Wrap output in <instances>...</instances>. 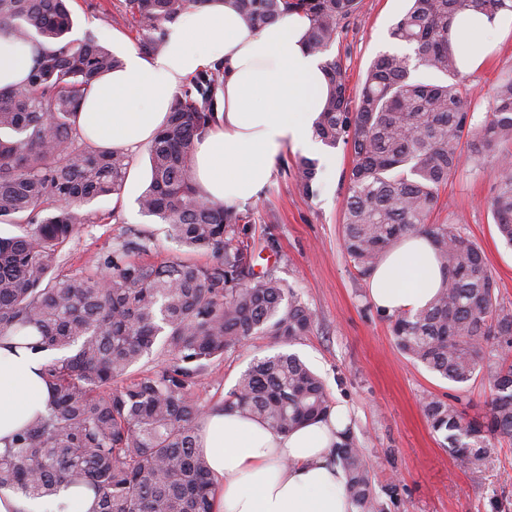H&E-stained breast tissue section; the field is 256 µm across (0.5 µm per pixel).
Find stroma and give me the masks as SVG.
Instances as JSON below:
<instances>
[{"label": "stroma", "instance_id": "35a3bbf8", "mask_svg": "<svg viewBox=\"0 0 512 512\" xmlns=\"http://www.w3.org/2000/svg\"><path fill=\"white\" fill-rule=\"evenodd\" d=\"M119 0H71L72 38L93 34L117 54L134 50L131 23L114 24ZM408 0H358L342 23L328 57L340 60L351 93H358L370 62L401 51L390 36ZM512 77V35L489 62L466 75L470 113L481 122L495 86ZM299 154L285 152L272 181L251 202L240 205L255 250L254 270L270 272L294 288L316 315L311 333L291 345L257 336L215 361L197 394L206 406L223 401L240 373L256 358L281 351L297 354L324 381L332 402L346 403L351 432L370 461L375 492L385 512H512V440L499 439L486 460L474 464L451 456L423 412L432 396L457 399L466 418L483 417L489 389L483 377L458 386L413 363L396 347L390 316L367 297L342 246L343 198L353 165L351 147L319 155L318 192L303 197L291 173ZM493 159L463 161L439 193L432 215L438 224H456L483 249L501 305L512 309V249L499 240L487 202L495 190ZM150 180L147 153L134 155L120 197L88 204L98 223L86 224L63 250V267H83L110 251L124 232L150 240L152 258L185 257L167 239L165 227L140 214L136 200Z\"/></svg>", "mask_w": 512, "mask_h": 512}]
</instances>
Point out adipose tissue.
Returning a JSON list of instances; mask_svg holds the SVG:
<instances>
[{"instance_id":"adipose-tissue-1","label":"adipose tissue","mask_w":512,"mask_h":512,"mask_svg":"<svg viewBox=\"0 0 512 512\" xmlns=\"http://www.w3.org/2000/svg\"><path fill=\"white\" fill-rule=\"evenodd\" d=\"M310 20L291 11L265 28L250 29L234 0H206L168 24L166 45L153 56L129 52L122 68L93 82L78 125L91 146L134 155L166 122L174 95L199 70L224 66L217 122L195 149L193 179L210 200L235 206L257 198L284 152L319 147L313 122L328 93L321 55L306 45ZM512 33V12L479 9L458 14L451 36L459 67L485 65L494 37ZM36 55L32 44L0 34V88L23 80ZM430 238L402 236L367 280L373 305L386 315L426 308L442 287ZM43 352L22 339L0 338V448L37 414L50 388ZM351 424L345 404L287 432L249 414L215 405L202 420L200 448L214 479L213 512H359L346 493L334 450Z\"/></svg>"}]
</instances>
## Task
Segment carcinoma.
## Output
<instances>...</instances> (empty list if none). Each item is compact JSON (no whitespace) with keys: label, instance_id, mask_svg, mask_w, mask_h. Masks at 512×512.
<instances>
[{"label":"carcinoma","instance_id":"obj_1","mask_svg":"<svg viewBox=\"0 0 512 512\" xmlns=\"http://www.w3.org/2000/svg\"><path fill=\"white\" fill-rule=\"evenodd\" d=\"M206 0H121L139 53L166 44L165 24ZM260 29L297 10L310 18L307 46L325 54L357 0H236ZM469 8L512 10V0H411L391 37L410 53H383L352 101L340 60L323 61L330 86L314 126L328 148L351 145L342 240L368 278L384 251L409 233L429 236L446 282L429 306L392 320L397 348L451 383L478 375L489 385L488 412L467 420L451 401L427 398L424 414L451 455L479 463L491 440L512 439V310L497 303L481 247L455 224L431 217L439 192L463 156L494 157L488 202L500 239L512 248V78L495 88L479 125L468 123L469 90L451 44L453 19ZM68 0H0V33L43 44L28 77L0 88V336L38 331L48 355L52 398L0 450V491L46 503L61 487L84 485L96 512H212L213 479L198 445L206 414L195 389L224 352L257 335L292 342L315 324L313 311L273 274L254 272L253 248L234 207L214 203L193 183L194 147L217 122L224 66L197 72L175 96L148 147L151 179L140 211L168 226L170 239L209 264L148 262L149 239L134 233L71 273L59 270L64 245L98 217L84 206L120 195L130 166L121 150L87 144L77 126L85 89L122 67L92 34L71 39ZM431 71L445 81L423 78ZM316 163L294 168L299 192L314 194ZM161 350L168 359L131 384L129 370ZM270 428L288 431L326 415L322 379L296 355L257 359L223 400ZM346 491L360 512H383L371 467L351 431L336 447Z\"/></svg>","mask_w":512,"mask_h":512}]
</instances>
